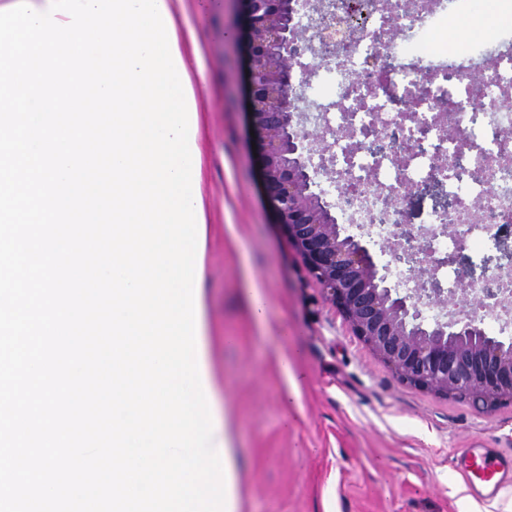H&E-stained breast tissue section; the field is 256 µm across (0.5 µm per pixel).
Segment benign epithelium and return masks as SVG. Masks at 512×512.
Returning <instances> with one entry per match:
<instances>
[{"label":"benign epithelium","mask_w":512,"mask_h":512,"mask_svg":"<svg viewBox=\"0 0 512 512\" xmlns=\"http://www.w3.org/2000/svg\"><path fill=\"white\" fill-rule=\"evenodd\" d=\"M250 58L249 120L261 146L265 194L308 273L321 285L353 334L404 383L446 397H460L483 409L512 402V340L488 335L479 310L486 300L507 308L508 289L481 288L487 278L462 286L472 311L462 319L430 320L423 300L447 307L456 296L441 287L439 267L405 245L416 239L409 224L398 226L388 245L394 261L406 263L417 287L388 284L362 239L346 233L332 214L307 160L309 139L294 101L311 75L297 60L319 42L331 54L362 35L342 26L339 13L364 14L386 8L382 0H330L320 10L314 32L300 26L303 0H243Z\"/></svg>","instance_id":"1"}]
</instances>
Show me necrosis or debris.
Masks as SVG:
<instances>
[{"mask_svg":"<svg viewBox=\"0 0 512 512\" xmlns=\"http://www.w3.org/2000/svg\"><path fill=\"white\" fill-rule=\"evenodd\" d=\"M363 35L347 51L321 61L310 50L300 65L311 71L314 84L303 88L301 110L308 126L331 136L327 156L309 148L311 166H324V187L336 201L347 224L364 232L375 244L385 245L399 222L393 205L402 188L424 181L429 174L447 185L463 206L450 221L459 225L460 237L440 230V216L425 225L417 248L441 264L445 288L456 285L458 273L448 265V255L467 248H481L488 239L512 241V162L500 160L512 153V51L503 50L473 80L464 62L472 54L470 44L448 42V16L435 0H415L409 9L375 10L357 21ZM394 27L404 38L391 43L386 59L376 58L372 36ZM329 101H321L322 92ZM482 111H475L474 102ZM410 104L430 122L439 105H447L452 123L468 141L466 149L443 138L439 128L428 131L425 147H418L416 127L400 125L398 110ZM382 134L390 151L372 149L374 134ZM453 159L450 167L437 168L439 157ZM485 169L484 180L461 185L458 167ZM491 200L495 218L485 223L469 206L479 199Z\"/></svg>","mask_w":512,"mask_h":512,"instance_id":"necrosis-or-debris-1","label":"necrosis or debris"}]
</instances>
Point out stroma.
Segmentation results:
<instances>
[{"instance_id":"stroma-1","label":"stroma","mask_w":512,"mask_h":512,"mask_svg":"<svg viewBox=\"0 0 512 512\" xmlns=\"http://www.w3.org/2000/svg\"><path fill=\"white\" fill-rule=\"evenodd\" d=\"M244 24L240 0L202 12L186 0L178 21L199 48L189 60L206 220L196 357L238 462L235 512H512V485L476 497L453 463L458 448L512 457V403L486 411L401 382L353 336L278 224L253 155L245 42L224 37ZM451 200L441 184L414 187L405 221L421 228ZM511 263L512 244L500 243L462 251L456 267L466 282ZM247 279L266 301L264 325L243 304ZM293 350L304 374L294 390L278 365Z\"/></svg>"}]
</instances>
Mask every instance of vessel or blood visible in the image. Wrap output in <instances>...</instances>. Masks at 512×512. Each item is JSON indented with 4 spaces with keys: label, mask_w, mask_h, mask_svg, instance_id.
Masks as SVG:
<instances>
[{
    "label": "vessel or blood",
    "mask_w": 512,
    "mask_h": 512,
    "mask_svg": "<svg viewBox=\"0 0 512 512\" xmlns=\"http://www.w3.org/2000/svg\"><path fill=\"white\" fill-rule=\"evenodd\" d=\"M455 468L474 494L495 495L512 482V460L486 448H460Z\"/></svg>",
    "instance_id": "b4317fda"
}]
</instances>
